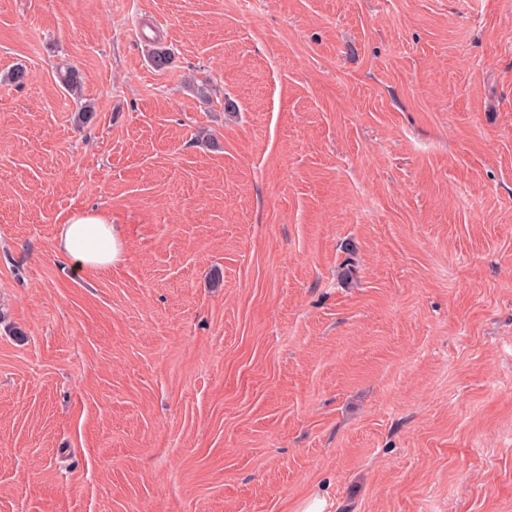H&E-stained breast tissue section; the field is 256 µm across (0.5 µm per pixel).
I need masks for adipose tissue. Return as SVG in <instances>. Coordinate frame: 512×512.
<instances>
[{
    "instance_id": "1",
    "label": "adipose tissue",
    "mask_w": 512,
    "mask_h": 512,
    "mask_svg": "<svg viewBox=\"0 0 512 512\" xmlns=\"http://www.w3.org/2000/svg\"><path fill=\"white\" fill-rule=\"evenodd\" d=\"M55 249L77 273L110 268L122 256L119 230L108 215L92 211L73 213L61 225Z\"/></svg>"
}]
</instances>
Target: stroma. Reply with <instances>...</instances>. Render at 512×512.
<instances>
[{
  "mask_svg": "<svg viewBox=\"0 0 512 512\" xmlns=\"http://www.w3.org/2000/svg\"><path fill=\"white\" fill-rule=\"evenodd\" d=\"M314 494L512 512V0H0V512ZM55 250L64 256L74 272L107 269L122 256L120 232L105 213H73L60 226Z\"/></svg>",
  "mask_w": 512,
  "mask_h": 512,
  "instance_id": "35a3bbf8",
  "label": "stroma"
}]
</instances>
